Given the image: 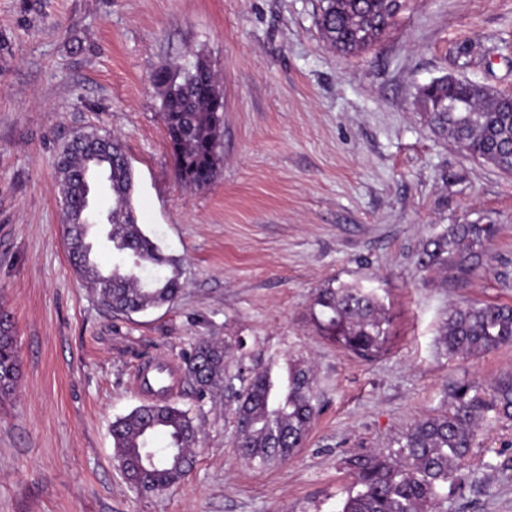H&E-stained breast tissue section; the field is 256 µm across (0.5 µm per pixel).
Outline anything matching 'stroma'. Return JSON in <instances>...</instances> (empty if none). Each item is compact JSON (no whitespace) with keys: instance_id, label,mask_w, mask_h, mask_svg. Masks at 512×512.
I'll list each match as a JSON object with an SVG mask.
<instances>
[{"instance_id":"obj_1","label":"stroma","mask_w":512,"mask_h":512,"mask_svg":"<svg viewBox=\"0 0 512 512\" xmlns=\"http://www.w3.org/2000/svg\"><path fill=\"white\" fill-rule=\"evenodd\" d=\"M319 0H0V312L21 375L0 401V512H336L351 451L388 447L447 410L449 389L490 393L512 344L449 359L450 309L512 305V174L437 136L418 86L454 74L512 92V0H406L371 50L332 51ZM204 56L224 91L220 172L179 185L153 74ZM79 131L119 137L139 224L180 258L176 302L104 308L73 271L56 164ZM449 224H492L488 268L466 280L416 255ZM377 289L389 338L357 358L320 325L319 289ZM239 366L305 362L316 416L288 460L257 469L235 448L227 390L172 397L199 429L188 477L141 495L115 457L116 417L146 404V363L200 339ZM231 388V389H232ZM477 481L448 512H512V421L483 426Z\"/></svg>"}]
</instances>
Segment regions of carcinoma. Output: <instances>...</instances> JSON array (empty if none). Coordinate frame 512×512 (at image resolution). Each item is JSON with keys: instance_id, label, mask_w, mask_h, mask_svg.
I'll return each mask as SVG.
<instances>
[{"instance_id": "carcinoma-1", "label": "carcinoma", "mask_w": 512, "mask_h": 512, "mask_svg": "<svg viewBox=\"0 0 512 512\" xmlns=\"http://www.w3.org/2000/svg\"><path fill=\"white\" fill-rule=\"evenodd\" d=\"M405 0H320L317 23L327 45L343 54L362 53L393 27ZM175 178L195 188L219 174L224 94L205 60L164 65L154 75ZM433 129L469 155L512 173V98L463 79L444 81L418 99ZM102 187L106 206H91L86 180ZM134 172L121 140L94 131L75 135L60 151L57 185L70 264L99 302L111 311L139 313L174 303L182 289L180 260L163 252L137 223ZM492 224H450L418 254L423 269H451L465 277L484 264ZM108 243L115 262L97 258ZM323 329L348 351L371 360L384 351L387 323L373 288L342 284L318 291ZM441 342L451 358H467L512 344V306L474 303L453 310ZM227 345L200 340L182 354L185 376L203 397L221 386ZM20 359L7 317H0V398L13 394ZM314 378L302 363L281 372L272 362L234 393L239 456L261 466L282 462L301 447L314 416ZM448 411L422 418L388 450L350 452L345 467L356 492L337 512H446L448 492L474 482L471 454L483 424L512 420V378L486 396L466 383L450 389ZM198 427L190 412L169 403L137 407L112 423V440L126 479L141 494L183 480L194 463Z\"/></svg>"}]
</instances>
